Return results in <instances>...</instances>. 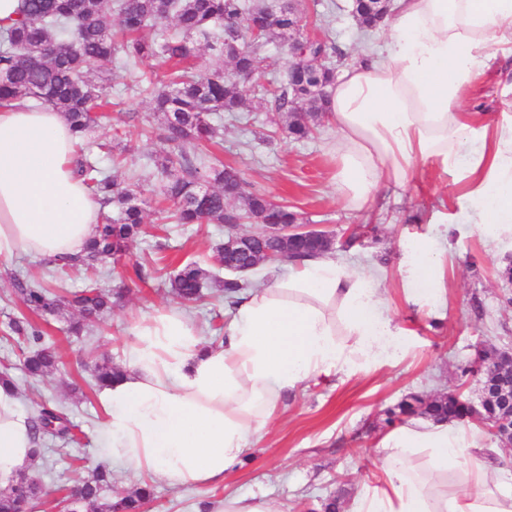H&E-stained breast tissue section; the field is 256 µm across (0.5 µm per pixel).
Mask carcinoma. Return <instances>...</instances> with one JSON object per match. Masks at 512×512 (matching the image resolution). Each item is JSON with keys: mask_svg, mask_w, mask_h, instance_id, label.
<instances>
[{"mask_svg": "<svg viewBox=\"0 0 512 512\" xmlns=\"http://www.w3.org/2000/svg\"><path fill=\"white\" fill-rule=\"evenodd\" d=\"M119 17V30L112 28V14ZM292 0H21V15L15 26L0 28V100L24 98L35 106H50L65 114L83 147L78 150L75 175L102 205L112 208L103 215L87 251L51 261L58 269H83L89 283L67 297L51 288L16 277L13 292L25 310L37 316L70 310L66 333L81 336L90 323L104 318L122 297L121 290L100 284L96 264L105 258L120 260L130 243L146 234L143 211L138 204V185L120 180L101 166L99 154H112L108 143H98L95 132L101 109L108 104V86L87 73L117 60L125 65L157 60L166 68L165 80L151 98V110L164 116L160 139L173 148L162 165L158 194L170 204L167 219L174 224H292L298 214L284 205H274L264 195L245 190L240 172L215 163L204 148L217 143L223 132V113L244 111V75L256 73L258 54L268 45H288V26L296 21ZM351 13L360 25L373 29L378 14L361 0H353ZM172 22L175 30L163 26ZM204 48L225 57L231 70L197 74L194 61ZM332 43L322 49L313 43L307 50L303 78L284 76L267 90L259 105L267 112L289 118L287 134L308 137L323 122L328 87L336 78ZM265 250L282 251L297 263L318 256L316 243L285 246L278 240L256 241L253 255ZM170 292L184 302L212 296L233 302L244 285L239 279H221L194 262L185 264L169 278ZM10 334L23 339L27 351L21 366L31 378L53 373L60 358L45 346L44 333L25 315L8 323ZM119 370L106 360L95 363L93 378L104 387ZM434 422L470 419L472 415L460 395L422 398L413 395L390 413L387 424L402 417ZM35 443V459L44 458L47 440L71 443L78 427L69 413L50 402L38 405L28 418ZM112 472L104 467L77 486L66 512H141L151 499L147 489L112 501ZM44 495L35 475L22 471L0 489V512H32Z\"/></svg>", "mask_w": 512, "mask_h": 512, "instance_id": "obj_1", "label": "carcinoma"}]
</instances>
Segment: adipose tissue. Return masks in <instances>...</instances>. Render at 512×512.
<instances>
[{
	"label": "adipose tissue",
	"mask_w": 512,
	"mask_h": 512,
	"mask_svg": "<svg viewBox=\"0 0 512 512\" xmlns=\"http://www.w3.org/2000/svg\"><path fill=\"white\" fill-rule=\"evenodd\" d=\"M382 44L363 51L330 88L337 196L357 210L405 185L417 163L465 184L476 232L512 239V81L502 120L464 103L495 54L512 56V0H391ZM77 137L63 113L0 101V259L82 254L104 212L72 174ZM438 236L413 241L399 265L407 302L436 301ZM377 269L314 259L241 297L217 348L205 347L184 310L136 328L127 368L101 389L112 463L170 487L219 486L282 394L321 374L344 375L406 357ZM20 394L0 383V483L32 459ZM378 484L346 512H512V482L494 475L464 421L403 426L376 448Z\"/></svg>",
	"instance_id": "1"
}]
</instances>
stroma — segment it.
I'll return each mask as SVG.
<instances>
[{
	"label": "stroma",
	"instance_id": "stroma-1",
	"mask_svg": "<svg viewBox=\"0 0 512 512\" xmlns=\"http://www.w3.org/2000/svg\"><path fill=\"white\" fill-rule=\"evenodd\" d=\"M348 0H303L309 31L332 42L345 60L359 55L368 38L347 9ZM501 59L488 63L471 91L465 108L496 117L501 112L494 75ZM165 68L154 60L112 66L111 104L97 131L101 138H120L125 150L120 175L140 179L145 222L155 227L154 237L132 243L123 261L100 268L104 283L125 285L127 295L111 314L82 339L67 337L65 318L44 315L36 325L58 351L62 364L41 381H31L21 369L12 376L21 396L22 413H30L49 400L66 408L80 428L77 442L50 443L44 460L35 461L38 475L49 493L35 512H56L64 494L99 463L112 457L101 439L104 415L91 387V356L111 358L116 368L125 365L126 352L136 338V327L156 312L174 306L166 282L182 265L194 262L214 270V247L224 238V227L156 228L160 177L154 162L162 156L158 134L163 118L149 111L145 88L161 82ZM250 123L224 121L223 143L209 147L210 155L237 168L251 193L288 204L301 222L318 224L335 233L339 243L332 255L354 271L372 266L384 273L382 288L391 315L409 331V356L399 362H382L351 376L323 375L315 383L283 397L281 408L266 430L248 442L244 460L221 486L171 488L114 469L111 495L120 499L148 485L153 490L148 512H195L198 504L216 502L229 493L268 499L274 512H323L327 500L348 502L363 484L376 482L380 462L375 448L384 431L387 412L410 395L431 397L462 387L477 397V378L460 381L459 368L472 358L471 346L482 341L505 348L512 345V283L501 269L512 263V240L495 244L472 232L468 208L459 206L465 190L451 177L438 174L430 164L417 165L409 185L380 193L364 211L348 208L336 198L333 174L336 159L329 150L333 132L321 126L311 139L295 141L278 132L256 99H249ZM451 214L448 246L442 257L444 290L438 306L405 301L398 266L406 242L434 233L431 219ZM355 237L350 249L341 241ZM137 262L144 279L127 271ZM38 283L58 281L70 291L82 288L81 270L56 274L53 267L26 253L0 261V359L17 360L21 349L8 335L9 318L23 308L12 291V276ZM186 313L202 331L206 344L220 342L219 333L233 311L223 301L205 298L189 304Z\"/></svg>",
	"mask_w": 512,
	"mask_h": 512
}]
</instances>
